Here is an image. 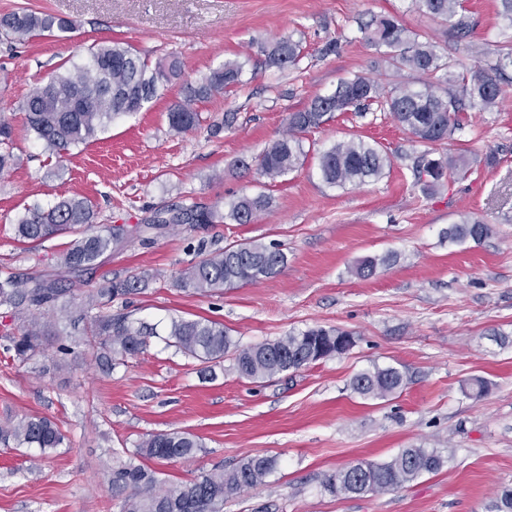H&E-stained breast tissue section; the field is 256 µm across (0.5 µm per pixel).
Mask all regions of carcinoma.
Here are the masks:
<instances>
[{
    "mask_svg": "<svg viewBox=\"0 0 512 512\" xmlns=\"http://www.w3.org/2000/svg\"><path fill=\"white\" fill-rule=\"evenodd\" d=\"M419 8L438 19L457 41L458 53L472 55L466 41L471 22L463 0H413ZM72 29V22L52 14L20 9L0 14V34L21 42L35 35L54 37ZM363 40L381 50L382 61L396 77L408 69L422 79V86L397 80L382 82L370 75L340 80L329 94L318 95L301 110L289 113L288 130L274 140L259 157L258 175L272 184L294 171L307 155L304 135L320 128L337 112H367L377 108L388 112L412 138L434 145L463 130L471 112H487L498 107L505 91L498 71L512 65V48L502 52L498 64L485 69L461 70L458 63L445 59L427 40L390 16L374 17L360 26ZM265 65L284 70L301 54L300 42L281 36L259 46ZM244 65L228 60L185 88V100L167 114L171 131L181 134L195 129L200 113L192 102L239 85ZM180 62L173 58L151 67L137 52L118 42L94 46L81 62L37 84L24 102L29 130L44 147L58 157L71 148L96 140L106 123L118 116L141 111L157 97L159 88L180 76ZM12 128L0 120V172L16 165L19 158L10 147ZM391 159L375 144L362 138L338 141L319 156L322 180L330 187L361 185L385 175ZM466 165L465 155L431 156L423 151L414 158V185L433 191ZM272 204L271 195L242 194L224 207L196 203L174 207L176 219L161 220L159 210L149 222L128 228L110 224L95 229L96 213L84 198H65L49 208H28L17 218V237L29 243L42 242L59 234L74 236L70 247L56 261L57 272L24 277L0 278V309L20 321L17 332L7 334L17 360L24 362L44 351L46 342L56 344L57 362L71 354L76 343L74 330L86 324L84 344L92 350L98 369L105 375L140 353L147 337L156 329L143 323L134 325L124 313H112V301L136 294L148 287L154 275L142 271L124 279H108L88 291L79 308H72L66 296L73 294V278L91 274L107 253L124 247L135 235L146 230L161 233L178 224H251ZM491 226L466 215L444 231L454 243L479 242L488 237ZM398 256L387 254L361 261L358 273L370 277L380 266H390ZM287 263L286 254L274 245L254 240L230 243L221 252H209L199 245L196 260L180 273L177 286L200 294L238 285L256 284L278 275ZM349 332L323 327L290 333L275 341L238 348L224 324L211 320L173 318L167 325L165 344L202 364L210 372L231 355L239 375L257 381L289 370H298L323 359L338 356L336 342ZM406 376L393 366H376L356 374L351 389L364 399H385L403 390ZM38 448L46 453L64 443L55 422L45 416H22L0 425V441ZM202 443L188 433L150 434L124 459L112 465L109 482L112 499L120 512H224V501L247 489L265 483L276 468L275 459L253 456L230 469L215 468L186 483L168 485L148 460L178 461L193 458ZM444 466L435 448H402L388 460L359 461L330 475L325 488L336 495L387 493L403 487L424 474Z\"/></svg>",
    "mask_w": 512,
    "mask_h": 512,
    "instance_id": "cac0c4a2",
    "label": "carcinoma"
}]
</instances>
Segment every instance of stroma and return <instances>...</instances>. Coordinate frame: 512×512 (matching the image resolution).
<instances>
[{"label": "stroma", "mask_w": 512, "mask_h": 512, "mask_svg": "<svg viewBox=\"0 0 512 512\" xmlns=\"http://www.w3.org/2000/svg\"><path fill=\"white\" fill-rule=\"evenodd\" d=\"M470 41L483 66L512 45V23L499 0H468ZM70 19L60 37L18 43L0 36V116L13 127L19 165L0 173V276L50 271L70 235L35 245L18 239L15 220L34 204L85 197L97 224H141L154 212L191 201L223 205L268 191L271 207L252 224L182 225L104 256L92 283L140 271L154 278L142 293L114 301L133 321L166 324L206 318L224 324L239 347L292 331L339 328L351 333L344 355L252 383L225 359L216 380L197 362L150 338L111 376L96 371L86 345L65 369L50 366L55 348L29 363L14 360L0 335V424L24 415L51 418L62 447L50 453L0 444V512H118L105 467L113 450H135L147 435L181 431L203 444L196 457L161 462L167 483L193 479L241 459L267 455L277 466L264 485L227 503L224 512H494L497 491L512 488V66L501 77L505 98L473 113L439 154H466V175L430 196L414 185L412 163L423 147L388 113L336 114L305 142L303 165L265 187L238 168L279 138L289 113L330 93L340 79L384 73L361 23L397 16L445 57H456L445 27L412 0H0ZM282 35L302 43L298 65L265 66L258 45ZM121 42L148 63L169 56L181 74L137 113L108 123L95 141L57 160L29 131L23 104L33 86L85 57L99 42ZM245 62L242 85L195 102L203 122L170 132L167 111L183 88L224 61ZM236 113L225 128V113ZM360 135L378 142L392 166L378 181L328 187L319 154ZM467 213L492 228L479 242L450 243L442 229ZM258 240L276 244L288 262L257 284L199 295L176 279L208 250ZM397 254L369 278L355 272L368 256ZM407 376L402 392L363 399L349 383L373 366ZM488 390L475 396L474 379ZM439 449L443 468L384 494L334 495L326 477L361 460L380 462L409 447Z\"/></svg>", "instance_id": "35a3bbf8"}]
</instances>
